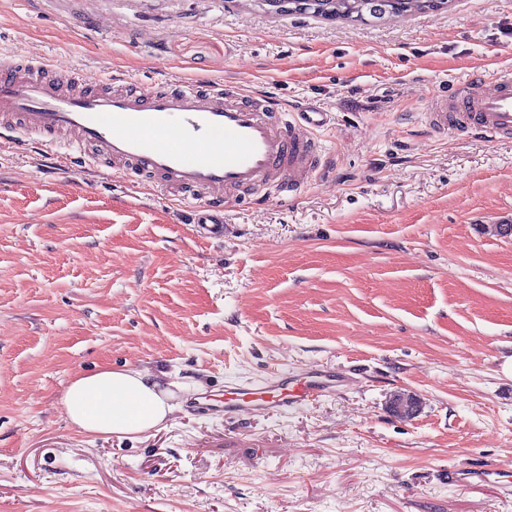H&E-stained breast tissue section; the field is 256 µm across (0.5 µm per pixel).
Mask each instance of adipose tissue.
Returning <instances> with one entry per match:
<instances>
[{"mask_svg":"<svg viewBox=\"0 0 512 512\" xmlns=\"http://www.w3.org/2000/svg\"><path fill=\"white\" fill-rule=\"evenodd\" d=\"M62 407L79 432L120 438L155 429L174 410L170 393L157 375L109 365L75 376L64 393Z\"/></svg>","mask_w":512,"mask_h":512,"instance_id":"adipose-tissue-1","label":"adipose tissue"}]
</instances>
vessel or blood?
I'll return each instance as SVG.
<instances>
[{"label": "vessel or blood", "mask_w": 512, "mask_h": 512, "mask_svg": "<svg viewBox=\"0 0 512 512\" xmlns=\"http://www.w3.org/2000/svg\"><path fill=\"white\" fill-rule=\"evenodd\" d=\"M326 113L312 108L288 117L270 98L221 82L174 81L113 90L102 76L71 75L51 63L25 60L0 68V139L23 131L35 143L91 147L92 159L116 171L152 177L168 190L198 198L192 221L211 239L224 235V195L272 186L297 190L325 172V152L311 136ZM429 127L471 130L499 141L512 137V70L501 69L491 90L459 85L433 99ZM341 370L281 371L252 388L224 392L228 419L287 412L349 387ZM512 478L495 466L452 468V484Z\"/></svg>", "instance_id": "b4317fda"}]
</instances>
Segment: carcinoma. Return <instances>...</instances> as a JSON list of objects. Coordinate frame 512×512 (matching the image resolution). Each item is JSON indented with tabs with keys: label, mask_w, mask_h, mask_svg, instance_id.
<instances>
[{
	"label": "carcinoma",
	"mask_w": 512,
	"mask_h": 512,
	"mask_svg": "<svg viewBox=\"0 0 512 512\" xmlns=\"http://www.w3.org/2000/svg\"><path fill=\"white\" fill-rule=\"evenodd\" d=\"M417 0H315V7L305 11L314 18L342 22H372L387 17L421 13Z\"/></svg>",
	"instance_id": "cac0c4a2"
}]
</instances>
